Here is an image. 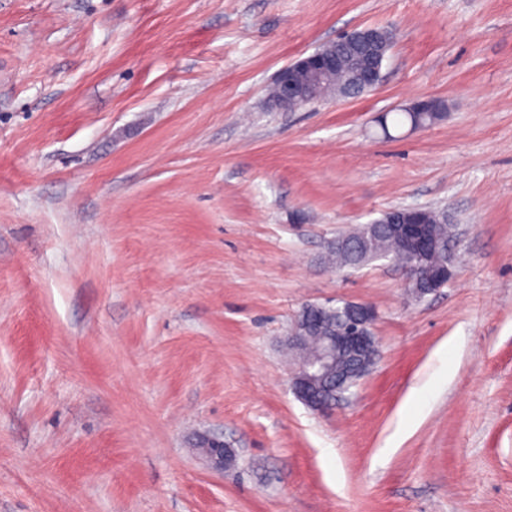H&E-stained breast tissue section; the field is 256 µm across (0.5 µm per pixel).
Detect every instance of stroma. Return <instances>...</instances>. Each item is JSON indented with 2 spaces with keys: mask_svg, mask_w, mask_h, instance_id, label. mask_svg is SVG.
Instances as JSON below:
<instances>
[{
  "mask_svg": "<svg viewBox=\"0 0 512 512\" xmlns=\"http://www.w3.org/2000/svg\"><path fill=\"white\" fill-rule=\"evenodd\" d=\"M369 26L377 89L267 106ZM415 207L435 294L326 264ZM328 301L379 355L320 413L282 340ZM0 512H512V0H0ZM333 45H336L335 51H323L322 45L312 53L297 58L280 70L274 83L277 90L271 88L269 92L271 96L278 94L272 100L276 107L292 111L301 105L302 102L306 103L314 96L311 95L313 86L299 80L298 75L306 73L316 78H322L336 72V67L340 62L336 52L343 53L345 45H342L340 42L329 44V46ZM308 103L301 105L297 109L302 108ZM446 109L445 101L442 98L430 96L423 99H420L414 102L409 108L406 109L407 112H404L406 117L409 118V114L411 115V127L414 129L424 128L420 121V116L426 112H432V114H440L444 115ZM207 462L215 469H224L236 461V452L224 440L204 437L201 441Z\"/></svg>",
  "mask_w": 512,
  "mask_h": 512,
  "instance_id": "1",
  "label": "stroma"
}]
</instances>
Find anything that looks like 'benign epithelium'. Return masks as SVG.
I'll use <instances>...</instances> for the list:
<instances>
[{"instance_id": "obj_1", "label": "benign epithelium", "mask_w": 512, "mask_h": 512, "mask_svg": "<svg viewBox=\"0 0 512 512\" xmlns=\"http://www.w3.org/2000/svg\"><path fill=\"white\" fill-rule=\"evenodd\" d=\"M340 41L354 46L363 54L371 57L366 63L359 58L354 59L356 81L361 88L373 91L382 81V69L386 58L382 55L381 35L376 28L354 29L342 37ZM340 59L334 51L315 49L312 53L301 56L283 67L276 80L277 96L273 104L283 110L292 111L301 103L312 98L313 86L299 80L298 75L306 73L316 78L328 76L336 71ZM445 101L439 97L430 96L414 102L407 112L411 115V127H422L420 116L426 112L444 114ZM428 222L426 210L423 208H405L397 213L392 231L400 240L403 248L411 256V263L404 267V275L408 287L413 288L425 297L444 287L452 275V267L434 270L419 265L420 258L430 247L425 225ZM347 324L339 332L328 336L323 351L311 357L298 360L291 376V388L296 397L306 406L322 411L324 407L313 404L311 396L316 384L329 379H336V384H342L336 362L346 355L352 358L353 367L360 376L369 372L372 364L365 366L358 363L362 353L371 348H378L376 338L369 335L376 313L367 303L347 302L342 305ZM316 326L313 316L305 318L295 316L289 328L286 342L291 348H299L305 334ZM207 462L215 469H223L236 461L235 449L218 438H202Z\"/></svg>"}]
</instances>
